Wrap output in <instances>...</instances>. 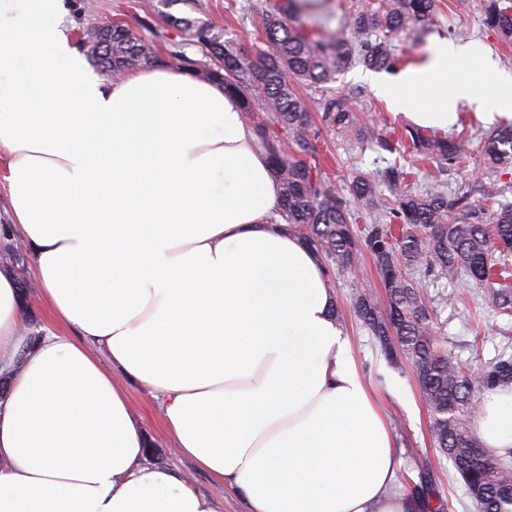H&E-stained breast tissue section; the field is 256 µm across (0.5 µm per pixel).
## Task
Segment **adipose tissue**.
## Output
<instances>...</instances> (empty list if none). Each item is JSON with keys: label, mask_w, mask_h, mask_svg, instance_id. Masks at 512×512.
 I'll list each match as a JSON object with an SVG mask.
<instances>
[{"label": "adipose tissue", "mask_w": 512, "mask_h": 512, "mask_svg": "<svg viewBox=\"0 0 512 512\" xmlns=\"http://www.w3.org/2000/svg\"><path fill=\"white\" fill-rule=\"evenodd\" d=\"M67 13L0 0L6 230L80 335L29 339L17 280L0 273V512H219L148 463L125 377L247 512H412L389 495L393 431L320 258L276 214L280 185L238 96L168 67L99 77ZM375 90L423 128L450 130L462 106L512 119V71L445 39ZM476 425L483 447L512 451V388L486 396Z\"/></svg>", "instance_id": "1"}]
</instances>
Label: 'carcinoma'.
I'll return each instance as SVG.
<instances>
[{"instance_id": "cac0c4a2", "label": "carcinoma", "mask_w": 512, "mask_h": 512, "mask_svg": "<svg viewBox=\"0 0 512 512\" xmlns=\"http://www.w3.org/2000/svg\"><path fill=\"white\" fill-rule=\"evenodd\" d=\"M487 0L483 23L512 45V6ZM437 0H357L343 18L342 32L322 37L309 30L299 13L282 9L262 14L266 49L247 59L224 29L188 18H171L172 27L193 32L209 62L193 68L207 80L236 93L243 112L268 114L257 134L281 186L280 219L322 260L326 272L360 278L368 255L379 275L384 301L359 286L353 310L361 328L377 342L392 364L405 359L431 413L433 444L466 487L473 512H512V462L480 446L471 420L480 398L512 386V354L502 352L477 372L448 354L447 338L435 311L456 307L462 294L428 289L462 281L479 290L482 304L512 316V202L496 173L512 167V124L480 134L484 195L498 209L467 203L468 191L448 200V186L438 181L420 187L399 159L387 161L381 181L353 169L342 193L308 160L315 125L338 134L352 133L390 153L409 149L421 164L456 166L468 159L470 139L409 129L393 139L363 123L354 96L328 86L336 72L358 61L373 69L396 65L392 39L425 26ZM376 39H370L374 32ZM102 69L119 79L134 66L157 61L153 45L141 41L124 23H112V46L90 52ZM320 91L318 115H312L297 87ZM433 467H419V481L409 484L410 499L429 507Z\"/></svg>"}]
</instances>
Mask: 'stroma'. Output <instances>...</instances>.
<instances>
[{
  "instance_id": "1",
  "label": "stroma",
  "mask_w": 512,
  "mask_h": 512,
  "mask_svg": "<svg viewBox=\"0 0 512 512\" xmlns=\"http://www.w3.org/2000/svg\"><path fill=\"white\" fill-rule=\"evenodd\" d=\"M284 0H70L66 30L71 39H79L88 27L115 20L128 24L139 36L153 43L164 66L182 69L184 60H176L173 49H180L184 59H201L202 53L190 32L179 31L168 23L169 16L186 17L225 29L249 59H256L263 48L258 34L260 13L264 6L282 5ZM484 0H466L465 8H458L457 0H440L437 11L428 24L429 34H408L395 40L396 54L409 63H416L422 55V45L429 38L454 35L458 40L477 39L495 55L502 66L512 69V47H506L496 30L484 25ZM366 70L354 66L340 71L336 88L352 92L357 108L364 119L380 131H402L407 119L394 116L385 101L375 96L364 75ZM313 150L310 161L319 164L323 176L338 185H346L351 169L346 161L353 140L333 131L320 130L311 137ZM21 252V260L14 265H2L0 271L28 282L29 289L22 303L27 316L29 333L41 336L59 331L48 305L41 299L38 287L32 284L31 255ZM341 325L351 337L356 358L379 397L396 438V454L401 461L399 481L394 482L395 495H404L402 477L417 478L418 466L423 460L434 465L436 496L448 506V512H471L470 500L461 481L449 478V465L441 460L430 435V415L424 404L412 372L408 366L389 363L380 353L375 341L358 327L351 307L352 285L348 280H332ZM475 299H465L458 308L442 307L437 311L438 322L448 339V351L472 368L490 362L499 350L512 348V317L489 315L482 318L479 328L485 342L472 349L474 339L469 323V308ZM129 398L143 418L147 439L152 445L149 460L166 467L177 475L191 476L196 489L217 501L221 512H246V504L233 490L224 488L207 473L197 470L192 461L182 456L166 430L157 404L147 389L133 380H125Z\"/></svg>"
}]
</instances>
